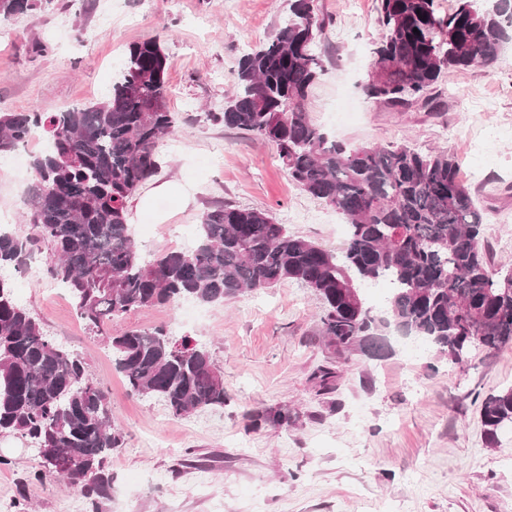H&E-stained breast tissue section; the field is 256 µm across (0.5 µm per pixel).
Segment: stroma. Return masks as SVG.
Segmentation results:
<instances>
[{"label":"stroma","mask_w":512,"mask_h":512,"mask_svg":"<svg viewBox=\"0 0 512 512\" xmlns=\"http://www.w3.org/2000/svg\"><path fill=\"white\" fill-rule=\"evenodd\" d=\"M377 4L316 0L327 21L326 72L309 96L311 120L349 145L448 148L485 210L483 252L491 265L512 262V43L493 67L444 75L436 109L384 106L359 89L381 33ZM107 6L112 24L103 28ZM287 14L288 0H50L0 20V113L101 101L129 45L159 38L176 128L159 173L138 191L146 205L128 210L141 255L194 244L217 204L270 211L292 232L339 248L344 218L291 180L273 145L207 118L223 110L239 58ZM30 181V171L0 163V222L22 229ZM48 256L38 245V277L18 271L12 282L18 301L103 384L124 433L99 512H512V433L486 444L477 403L512 385V345L462 366L400 343L383 360L339 354L320 332V299L291 281L114 320L112 334L162 325L208 348L224 374V405L175 417L163 402L131 395L104 338L77 318L68 291L54 288ZM323 367L335 373L326 388L316 377ZM277 407L288 408L292 425L252 427L255 411ZM1 456V504L21 498L29 512H71L82 500L79 488L38 480L25 440L0 436Z\"/></svg>","instance_id":"1"}]
</instances>
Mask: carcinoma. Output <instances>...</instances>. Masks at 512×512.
I'll use <instances>...</instances> for the list:
<instances>
[{
	"instance_id": "1",
	"label": "carcinoma",
	"mask_w": 512,
	"mask_h": 512,
	"mask_svg": "<svg viewBox=\"0 0 512 512\" xmlns=\"http://www.w3.org/2000/svg\"><path fill=\"white\" fill-rule=\"evenodd\" d=\"M50 2L0 0V17ZM288 10L275 36L239 60L224 111L207 118L273 144L291 179L346 218L340 251L292 233L265 210L224 205L202 217L193 249L142 257L127 203L159 173L160 143L176 124L166 101L167 56L152 38L130 44L107 99L0 115V155L46 136L31 161L27 230L0 227V270L27 268L33 247L48 243L53 274L95 333L131 311L184 298L222 303L295 281L321 299L322 335L340 354L383 359L386 332L399 330L460 366L473 349L491 354L512 344V264L493 269L480 251L483 214L456 158L445 147L350 146L313 123L307 106L325 73L315 47L326 21L308 14V0H289ZM378 22L363 93L386 106H429L442 74L498 61L512 41V0H456L446 13L435 0H378ZM368 281L389 284L385 318L365 306L360 283ZM107 340L133 394L163 402L175 417L224 406V377L205 347L174 341L164 326ZM480 418L490 445L512 432V387L487 395ZM254 422L283 429L295 417L268 408ZM0 435L63 457L64 468H44L39 480L79 487L91 512L109 496L106 463L124 436L106 390L15 301L2 275Z\"/></svg>"
}]
</instances>
